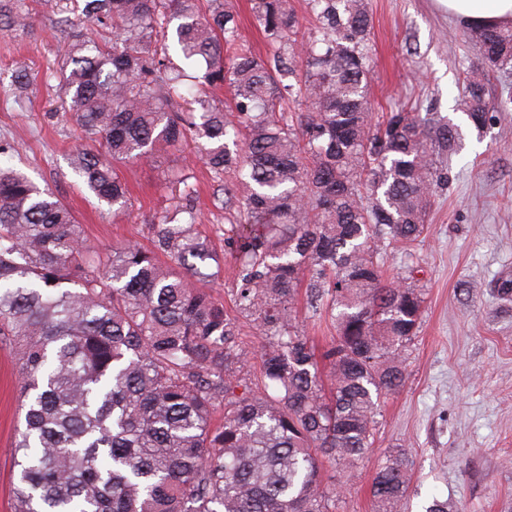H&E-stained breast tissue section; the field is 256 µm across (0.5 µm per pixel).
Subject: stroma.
Wrapping results in <instances>:
<instances>
[{
  "label": "stroma",
  "instance_id": "stroma-1",
  "mask_svg": "<svg viewBox=\"0 0 512 512\" xmlns=\"http://www.w3.org/2000/svg\"><path fill=\"white\" fill-rule=\"evenodd\" d=\"M374 36L371 93L390 110L405 105L450 118L460 147L442 163L443 180L420 241L410 252L384 258L388 276L412 272L425 303L416 336L405 352L403 389L387 396L376 417L368 458L348 472L326 468L340 493L339 512H373L371 477L384 453L401 448L414 464L406 512H423L431 498L459 512H512V300L496 282L512 277V72L488 76L489 121L475 128L457 107L478 48L436 0H368ZM55 16L36 17L31 34L0 33V144L14 145L9 161L39 185L49 186L82 224L97 249L150 243V226L165 204L167 170L188 163L197 180L198 231L217 253L207 288L232 307L237 266L224 241V211L192 146L123 167L132 208L116 212L98 203L72 171L67 154L78 143L63 123L54 91ZM25 62L32 74L29 103L17 108L12 70ZM245 355L240 376L260 379L261 329L239 320ZM16 360L0 348V512H12L16 477L13 448L22 426Z\"/></svg>",
  "mask_w": 512,
  "mask_h": 512
}]
</instances>
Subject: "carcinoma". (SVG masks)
<instances>
[{
  "mask_svg": "<svg viewBox=\"0 0 512 512\" xmlns=\"http://www.w3.org/2000/svg\"><path fill=\"white\" fill-rule=\"evenodd\" d=\"M273 54L239 41L234 0H0V32L58 16V98L82 144L69 164L95 197L129 207L120 164L187 139L224 187L238 261L236 314L195 282L214 257L190 176L150 225L151 245L104 257L49 187L0 166V344L21 375L13 512H336L323 460L352 469L374 445L378 401L405 384L423 289L388 280L389 249L420 240L457 128L401 106L374 121L366 0H252ZM479 46L462 105L485 121V81L512 69V27H467ZM204 59L191 76L174 62ZM28 67L15 63L14 103ZM228 86L237 122L211 90ZM330 314L331 396L298 328ZM252 316L265 397L234 367ZM224 408V424L212 414ZM412 461L386 452L375 512H404Z\"/></svg>",
  "mask_w": 512,
  "mask_h": 512,
  "instance_id": "carcinoma-1",
  "label": "carcinoma"
}]
</instances>
